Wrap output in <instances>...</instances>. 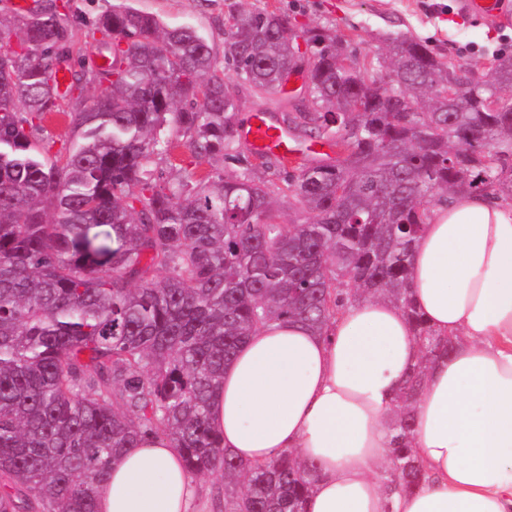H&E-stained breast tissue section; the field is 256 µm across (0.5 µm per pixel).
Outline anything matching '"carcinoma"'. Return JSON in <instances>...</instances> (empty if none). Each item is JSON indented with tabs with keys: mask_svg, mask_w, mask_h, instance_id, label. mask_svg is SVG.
<instances>
[{
	"mask_svg": "<svg viewBox=\"0 0 512 512\" xmlns=\"http://www.w3.org/2000/svg\"><path fill=\"white\" fill-rule=\"evenodd\" d=\"M17 23L0 44V512H97L95 486L143 434L171 440L192 473H222L224 512H302L313 464L228 456L211 399L254 332L290 319L321 332L380 297L423 353L383 471L391 492L416 487L413 404L453 341L417 310L411 260L433 202L512 196V56L470 73L396 36L368 67L335 30L255 10L229 15L220 63L194 29L116 0L92 22L112 64L87 101L49 81L73 55L69 16L47 4ZM292 75L305 96L283 128L333 143L335 160L197 179L174 154L246 159L235 87L277 94ZM54 115L80 140L54 149ZM285 202L310 221L281 220Z\"/></svg>",
	"mask_w": 512,
	"mask_h": 512,
	"instance_id": "obj_1",
	"label": "carcinoma"
}]
</instances>
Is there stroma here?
<instances>
[{
    "label": "stroma",
    "mask_w": 512,
    "mask_h": 512,
    "mask_svg": "<svg viewBox=\"0 0 512 512\" xmlns=\"http://www.w3.org/2000/svg\"><path fill=\"white\" fill-rule=\"evenodd\" d=\"M136 8L158 15L172 27L191 26L208 41L216 58L224 56V19L231 14L269 9L287 14L294 28L336 29L358 58L372 59L395 34L423 41L442 57L480 69L498 53L512 55V21L494 24L461 11L459 0H133ZM302 85L295 77L284 93L255 94L238 88L241 122L262 112L275 123L288 110V97Z\"/></svg>",
    "instance_id": "1"
}]
</instances>
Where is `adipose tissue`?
Returning a JSON list of instances; mask_svg holds the SVG:
<instances>
[{"label": "adipose tissue", "instance_id": "adipose-tissue-1", "mask_svg": "<svg viewBox=\"0 0 512 512\" xmlns=\"http://www.w3.org/2000/svg\"><path fill=\"white\" fill-rule=\"evenodd\" d=\"M410 293L427 324L453 337L430 362L411 444L424 478L387 495L381 471L393 408L422 351L396 305H349L328 335L278 321L249 336L224 368L211 418L245 463L282 451L313 463L306 512H512V204L453 195L431 213ZM97 486L98 512H196L181 454L145 435Z\"/></svg>", "mask_w": 512, "mask_h": 512}]
</instances>
